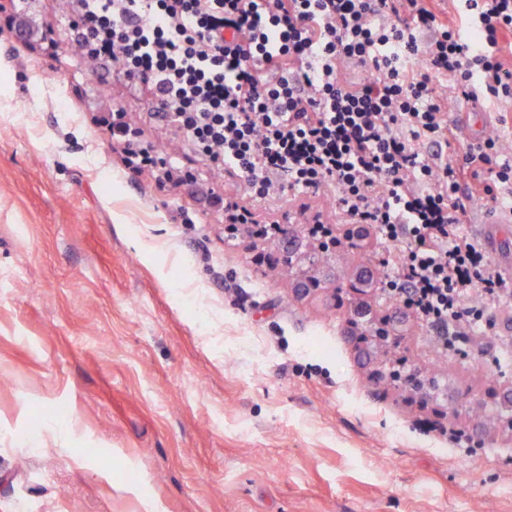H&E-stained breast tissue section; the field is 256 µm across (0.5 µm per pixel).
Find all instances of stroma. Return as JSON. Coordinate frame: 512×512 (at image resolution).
I'll return each instance as SVG.
<instances>
[{
    "instance_id": "35a3bbf8",
    "label": "stroma",
    "mask_w": 512,
    "mask_h": 512,
    "mask_svg": "<svg viewBox=\"0 0 512 512\" xmlns=\"http://www.w3.org/2000/svg\"><path fill=\"white\" fill-rule=\"evenodd\" d=\"M73 38L63 0H0V512H512V408L489 395L512 381V302L466 351L440 356L411 316L401 345L365 359L360 333L398 307L370 290L351 327L347 282L356 264L394 276L390 246L353 249L330 202L251 203L303 251L316 224L341 239L320 290L296 295L307 262L257 264L273 242L205 200L245 184L171 144L154 95ZM117 109L179 185L114 150L100 120ZM448 120L458 153L497 133L512 154V100L452 97ZM507 213L477 200L462 218L490 231L500 268ZM392 366L435 376L443 417L370 380Z\"/></svg>"
}]
</instances>
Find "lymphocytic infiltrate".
<instances>
[{
    "label": "lymphocytic infiltrate",
    "mask_w": 512,
    "mask_h": 512,
    "mask_svg": "<svg viewBox=\"0 0 512 512\" xmlns=\"http://www.w3.org/2000/svg\"><path fill=\"white\" fill-rule=\"evenodd\" d=\"M453 2L456 24L433 0H67L88 59L152 91L175 139L214 175L238 177L254 198H334L392 245L385 293L437 328L444 354L489 324L487 301L512 298V278L462 229L473 200L499 201L512 181L498 138L467 156L488 173L470 192L463 166L423 151L451 144L449 94L512 97L500 55L512 0ZM351 66L360 76H346ZM107 129L136 169L173 181L127 112Z\"/></svg>",
    "instance_id": "obj_1"
}]
</instances>
